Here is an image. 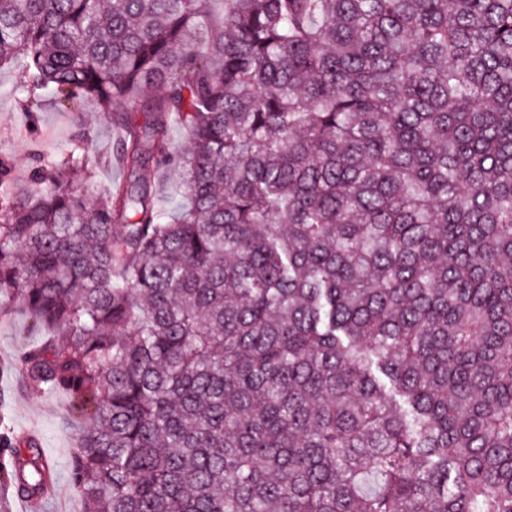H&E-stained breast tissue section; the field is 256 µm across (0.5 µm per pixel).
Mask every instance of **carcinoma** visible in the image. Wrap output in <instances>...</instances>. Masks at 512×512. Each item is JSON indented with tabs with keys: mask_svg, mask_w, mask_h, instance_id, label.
<instances>
[{
	"mask_svg": "<svg viewBox=\"0 0 512 512\" xmlns=\"http://www.w3.org/2000/svg\"><path fill=\"white\" fill-rule=\"evenodd\" d=\"M206 3L0 0L28 99L165 87L93 205L78 145L0 166V315L85 512H512V0ZM180 182L181 175L178 171L162 170L148 184V190L160 207L171 210L183 202L182 197L177 193Z\"/></svg>",
	"mask_w": 512,
	"mask_h": 512,
	"instance_id": "1",
	"label": "carcinoma"
}]
</instances>
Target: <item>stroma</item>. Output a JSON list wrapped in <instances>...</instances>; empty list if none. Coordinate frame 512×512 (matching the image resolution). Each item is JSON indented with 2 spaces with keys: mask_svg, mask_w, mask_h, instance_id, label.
<instances>
[{
  "mask_svg": "<svg viewBox=\"0 0 512 512\" xmlns=\"http://www.w3.org/2000/svg\"><path fill=\"white\" fill-rule=\"evenodd\" d=\"M22 69L19 60L0 68V163L9 165L12 182L24 183L37 159L82 146L92 179L79 190L88 202H96L103 189L127 177L112 157L119 136L116 121H149V109L161 88L145 89L109 119L98 116L94 104L65 107L46 93L29 109L19 86ZM40 339L23 309L0 318V458L8 454L3 441L12 440L23 429L35 431L40 452L57 477V493L46 512H84V501L71 481L77 443L70 399L63 393L44 394L26 387L13 368L19 353Z\"/></svg>",
  "mask_w": 512,
  "mask_h": 512,
  "instance_id": "stroma-1",
  "label": "stroma"
}]
</instances>
